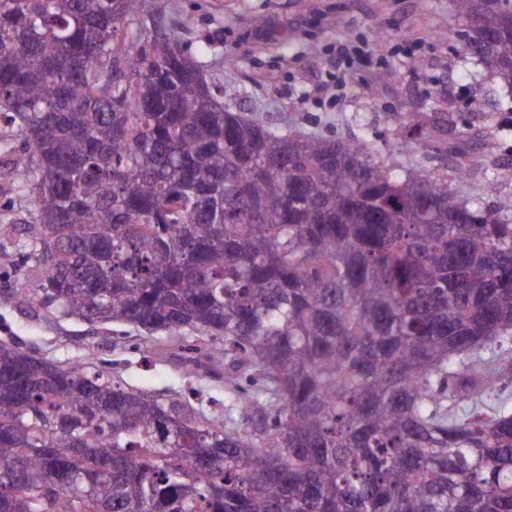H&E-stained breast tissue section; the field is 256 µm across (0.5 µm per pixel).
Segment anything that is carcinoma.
I'll use <instances>...</instances> for the list:
<instances>
[{"instance_id":"carcinoma-1","label":"carcinoma","mask_w":512,"mask_h":512,"mask_svg":"<svg viewBox=\"0 0 512 512\" xmlns=\"http://www.w3.org/2000/svg\"><path fill=\"white\" fill-rule=\"evenodd\" d=\"M455 4L512 85V0ZM0 122L25 301L219 340L226 393L210 416L0 343V512H512L500 210L224 108L150 0H0ZM6 213L17 231L0 234V252L7 256L20 257L25 251L28 224L35 223V209L28 196L17 192L8 176L0 167V213Z\"/></svg>"}]
</instances>
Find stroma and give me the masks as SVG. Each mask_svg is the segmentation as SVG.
I'll return each mask as SVG.
<instances>
[{
    "label": "stroma",
    "instance_id": "obj_1",
    "mask_svg": "<svg viewBox=\"0 0 512 512\" xmlns=\"http://www.w3.org/2000/svg\"><path fill=\"white\" fill-rule=\"evenodd\" d=\"M177 22L190 53L207 46L208 75L224 85V105L292 132L368 140L392 167L424 175L467 165L455 191L487 205L512 198V89L456 49L468 25L452 0H151ZM368 45L371 67L336 79V46ZM233 57L232 70L224 60ZM426 135L429 151L392 152ZM15 231L0 253L17 257L35 221L28 196L0 174V213ZM41 272L0 265V342L61 365L91 362L122 386L158 398L183 397L224 412V375L191 363L197 333L163 352L159 336L131 326L91 323L22 303L25 281Z\"/></svg>",
    "mask_w": 512,
    "mask_h": 512
}]
</instances>
